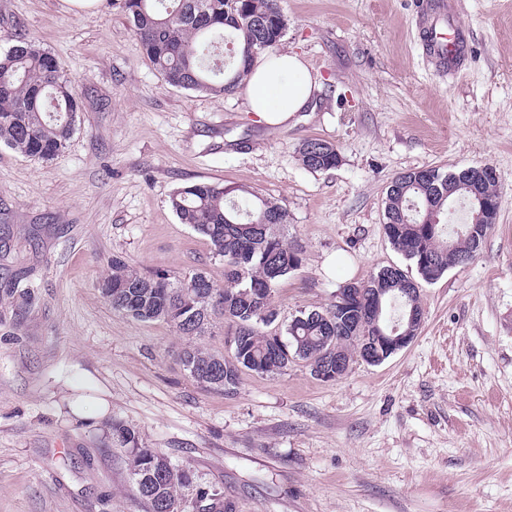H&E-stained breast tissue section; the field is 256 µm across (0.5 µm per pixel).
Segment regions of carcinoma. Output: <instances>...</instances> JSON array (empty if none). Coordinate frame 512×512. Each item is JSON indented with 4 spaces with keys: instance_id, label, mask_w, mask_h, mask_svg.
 I'll list each match as a JSON object with an SVG mask.
<instances>
[{
    "instance_id": "carcinoma-1",
    "label": "carcinoma",
    "mask_w": 512,
    "mask_h": 512,
    "mask_svg": "<svg viewBox=\"0 0 512 512\" xmlns=\"http://www.w3.org/2000/svg\"><path fill=\"white\" fill-rule=\"evenodd\" d=\"M123 8L144 53L167 84L216 96L240 87L253 57L277 51L287 28L279 0H123ZM79 112L74 79L43 46L18 36L0 51V145L51 160L66 149ZM299 160L309 171H328L336 168L339 154L334 145L311 139L299 148ZM450 177L438 168L411 170L398 174L386 193V232L392 224H417L428 212L438 218L416 238L387 235L425 282L424 263L433 259L441 272L448 270V248L456 255L475 251L469 234L474 195L499 198L494 179L474 173L460 181ZM171 207L180 223L224 259V285H216L202 271L183 279L167 271L144 273L115 257L101 290L113 309L144 322L163 320L187 336L203 333L216 316L230 321L231 357L198 347L183 352V365L198 383L228 390L243 369L281 373L297 359L311 366L334 353V346L353 359L361 352V338L374 332L367 294L380 279L393 287L395 312L382 321L398 323L402 332L420 329V319H410L411 307H421L419 296L410 303L400 296L410 280L408 272L398 266L392 273L387 265L362 283L363 295L353 307L334 304L325 312L295 317L286 329L290 343L277 348L273 335L262 330L277 319L272 293L302 265L301 251L288 246L279 233L288 223V210L244 186L227 194L223 184L206 182L176 191ZM113 434L129 447L135 490L151 512H184L181 490L190 484L185 469L140 446L128 428L115 425ZM235 510V502L216 489L200 488L193 500V512Z\"/></svg>"
}]
</instances>
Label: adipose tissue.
<instances>
[{
  "mask_svg": "<svg viewBox=\"0 0 512 512\" xmlns=\"http://www.w3.org/2000/svg\"><path fill=\"white\" fill-rule=\"evenodd\" d=\"M321 86L296 53L282 51L255 59L246 84L251 112L270 125L288 120L311 104Z\"/></svg>",
  "mask_w": 512,
  "mask_h": 512,
  "instance_id": "ef3b65f1",
  "label": "adipose tissue"
}]
</instances>
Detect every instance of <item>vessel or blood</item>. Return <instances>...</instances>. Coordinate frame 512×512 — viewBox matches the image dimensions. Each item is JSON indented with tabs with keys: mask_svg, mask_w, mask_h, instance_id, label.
<instances>
[{
	"mask_svg": "<svg viewBox=\"0 0 512 512\" xmlns=\"http://www.w3.org/2000/svg\"><path fill=\"white\" fill-rule=\"evenodd\" d=\"M416 28L421 56L437 74L456 75L471 60L474 43L449 13L446 0H434L431 9L418 10Z\"/></svg>",
	"mask_w": 512,
	"mask_h": 512,
	"instance_id": "b4317fda",
	"label": "vessel or blood"
}]
</instances>
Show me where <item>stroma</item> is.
<instances>
[{
  "mask_svg": "<svg viewBox=\"0 0 512 512\" xmlns=\"http://www.w3.org/2000/svg\"><path fill=\"white\" fill-rule=\"evenodd\" d=\"M428 0H282L283 50L317 73L310 108L259 121L244 89L168 85L121 0H0V48L20 33L76 81L83 110L67 150L44 162L0 146V512H149L113 424L224 491L236 512H512V0H448L476 52L455 78L418 55ZM340 163L311 172L304 141ZM490 164L501 208L479 255L422 284L413 342L324 382L297 360L242 371L229 392L192 379L180 355L230 356L227 320L186 336L112 309L113 258L147 272L224 263L179 222V188L243 185L278 200L300 269L272 294L284 334L339 288L402 264L383 229L386 191L411 169ZM298 154L302 166L312 172L335 169L339 163L336 147L318 139H311L303 143Z\"/></svg>",
  "mask_w": 512,
  "mask_h": 512,
  "instance_id": "1",
  "label": "stroma"
}]
</instances>
